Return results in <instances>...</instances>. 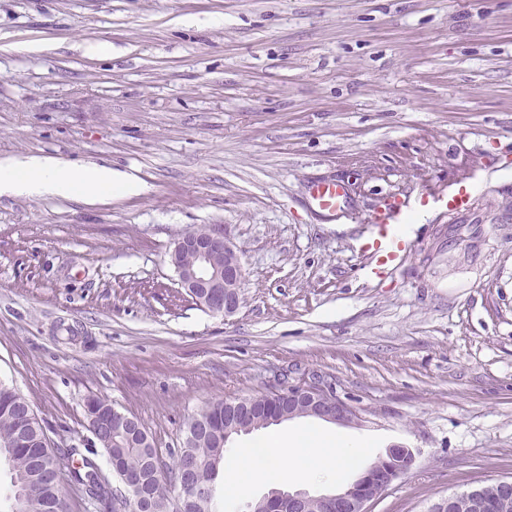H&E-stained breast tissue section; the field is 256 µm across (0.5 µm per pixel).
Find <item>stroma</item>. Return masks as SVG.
<instances>
[{"mask_svg":"<svg viewBox=\"0 0 512 512\" xmlns=\"http://www.w3.org/2000/svg\"><path fill=\"white\" fill-rule=\"evenodd\" d=\"M27 155L142 185L0 195V381L55 450L97 447L92 396L164 451L205 402L317 374L360 413L326 435L416 451L371 512L512 477V0H0V161ZM462 187L496 213L449 224ZM394 199L420 220L372 279ZM203 225L241 254L228 317L169 262ZM311 198L314 205L330 217L342 213V205L346 204L347 196L344 188L336 183H319L312 187ZM401 205V202L394 200L371 219L373 231L362 245L370 260L367 267L370 277L380 278L387 275L403 261L408 250L407 237L398 224L393 223Z\"/></svg>","mask_w":512,"mask_h":512,"instance_id":"stroma-1","label":"stroma"}]
</instances>
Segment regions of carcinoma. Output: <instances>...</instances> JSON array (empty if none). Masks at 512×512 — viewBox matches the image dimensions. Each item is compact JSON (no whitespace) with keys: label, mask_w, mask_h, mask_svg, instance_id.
Masks as SVG:
<instances>
[{"label":"carcinoma","mask_w":512,"mask_h":512,"mask_svg":"<svg viewBox=\"0 0 512 512\" xmlns=\"http://www.w3.org/2000/svg\"><path fill=\"white\" fill-rule=\"evenodd\" d=\"M226 402V398L210 401L188 417L185 439L179 447L168 449L166 474L161 475L154 467V445L143 425L124 427L112 421V405L107 400L89 398L86 418L112 470L120 481L137 487L136 493L120 500L112 484L99 483L90 448L66 449L64 457L76 456L81 465L61 479L54 470L58 457L49 448L41 420L22 395L0 382V466H7L10 475L7 512H59L67 484L79 486L95 512H118L120 508L123 512H217L213 484L224 459V430L234 423V415L244 412L265 429L270 409L281 415L297 408L296 402L273 392L249 397L246 411ZM189 466L194 482L205 491L188 498L182 508L176 482ZM465 496L464 491L448 496L442 501V512H476Z\"/></svg>","instance_id":"carcinoma-1"}]
</instances>
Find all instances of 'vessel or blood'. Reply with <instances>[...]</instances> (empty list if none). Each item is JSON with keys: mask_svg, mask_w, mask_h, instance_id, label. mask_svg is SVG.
Instances as JSON below:
<instances>
[{"mask_svg": "<svg viewBox=\"0 0 512 512\" xmlns=\"http://www.w3.org/2000/svg\"><path fill=\"white\" fill-rule=\"evenodd\" d=\"M311 198L318 209L335 217L341 214L347 196L339 184L319 183L313 186ZM400 208V202H391L372 219L373 231L363 244L370 260L367 268L370 277L387 275L403 261L408 250V240L394 222Z\"/></svg>", "mask_w": 512, "mask_h": 512, "instance_id": "b4317fda", "label": "vessel or blood"}]
</instances>
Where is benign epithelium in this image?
Segmentation results:
<instances>
[{
    "mask_svg": "<svg viewBox=\"0 0 512 512\" xmlns=\"http://www.w3.org/2000/svg\"><path fill=\"white\" fill-rule=\"evenodd\" d=\"M178 285L187 294L197 288H207L219 304L209 309L213 314L230 316L242 304L241 258L224 236L215 230L204 235L189 231L178 238L169 252ZM282 390L288 397L308 403L309 413L315 417L338 424H349L356 417V410L335 392L316 381L290 383ZM401 472L371 470L358 477L351 485L331 494L311 496L303 490H272L263 497L269 512H307L311 505L322 512H369V504L376 496L367 492L372 485L386 490Z\"/></svg>",
    "mask_w": 512,
    "mask_h": 512,
    "instance_id": "benign-epithelium-1",
    "label": "benign epithelium"
}]
</instances>
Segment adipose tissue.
Masks as SVG:
<instances>
[{
  "instance_id": "adipose-tissue-1",
  "label": "adipose tissue",
  "mask_w": 512,
  "mask_h": 512,
  "mask_svg": "<svg viewBox=\"0 0 512 512\" xmlns=\"http://www.w3.org/2000/svg\"><path fill=\"white\" fill-rule=\"evenodd\" d=\"M136 185L125 175L101 166L93 173L59 165L47 156L7 159L0 162V194L19 196L81 197L95 201L112 195L134 192ZM302 456L286 462L285 448L271 442L264 461H257L253 449H246L235 461L234 472L224 485L230 494H248L254 485L288 482L306 478L315 482H333L358 455L360 441L331 439L311 427H303L300 436Z\"/></svg>"
}]
</instances>
